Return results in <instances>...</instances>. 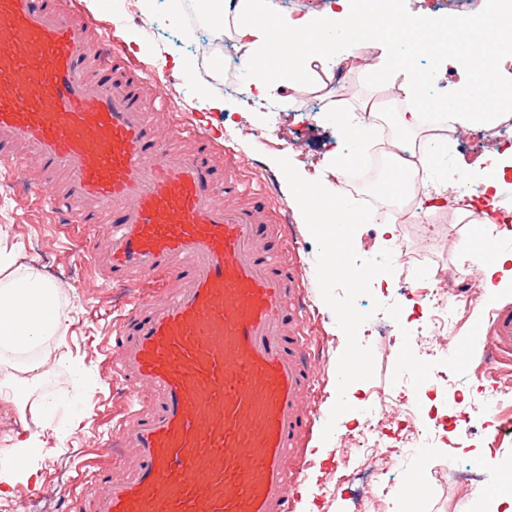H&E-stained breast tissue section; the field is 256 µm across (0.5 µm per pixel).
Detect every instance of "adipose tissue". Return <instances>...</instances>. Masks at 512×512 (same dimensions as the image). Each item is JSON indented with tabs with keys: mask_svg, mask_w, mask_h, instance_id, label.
Wrapping results in <instances>:
<instances>
[{
	"mask_svg": "<svg viewBox=\"0 0 512 512\" xmlns=\"http://www.w3.org/2000/svg\"><path fill=\"white\" fill-rule=\"evenodd\" d=\"M221 6L233 16L234 36L244 49V68L260 96L286 85L310 84L328 58L346 61L364 32L373 31L381 53L368 67L372 82L397 88L412 99L414 105L401 112L400 124L411 133L420 129L421 110L427 105L420 92L424 80L408 50L435 28V21L427 14L417 13L402 26L378 18L374 10L354 8L351 0H339L335 11L265 22L257 18L259 0H222ZM469 39L474 46L469 56L472 81L461 94L442 104L452 124L462 130L491 123L501 113L512 111V74L500 69L484 52L489 44L511 50L512 36H504L495 23L484 18L470 29ZM473 168L479 173L482 195L495 198L507 174L512 173V148L487 153L471 164L459 163L456 173L465 177ZM65 332L58 285L36 266L24 263L21 249L0 244V363L21 369L17 375L0 374V396L10 397L19 412L34 406L31 375L45 364L40 348ZM56 434V429L44 425L14 444L0 460V486L11 485L18 471L32 476L44 437Z\"/></svg>",
	"mask_w": 512,
	"mask_h": 512,
	"instance_id": "ef3b65f1",
	"label": "adipose tissue"
}]
</instances>
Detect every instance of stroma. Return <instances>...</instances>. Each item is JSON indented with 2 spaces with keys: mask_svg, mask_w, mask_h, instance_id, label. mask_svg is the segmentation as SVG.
Instances as JSON below:
<instances>
[{
  "mask_svg": "<svg viewBox=\"0 0 512 512\" xmlns=\"http://www.w3.org/2000/svg\"><path fill=\"white\" fill-rule=\"evenodd\" d=\"M67 2L92 33L117 25L116 44L131 64L141 69L149 87L164 98L157 125L161 141L169 140L175 124H194L229 151L256 199L275 209L287 207L290 222L283 225L282 234L288 256L300 267L303 279L313 280L318 248L276 161L288 158L308 180L326 170L343 150L342 141L336 137L337 108L357 113L365 100L378 96V88L371 85L364 71L351 75L339 88L332 85L331 74H324L320 96H311L309 90L301 88L296 90L293 103L273 98L269 111L252 110L245 97L225 83V68H238V60L229 61L224 68L215 61L207 65L189 44L181 42L185 14L176 9L173 0H153L152 12L142 11L134 17L126 12L127 0H98L94 12L86 0ZM179 60L187 62V69L176 68ZM420 69L427 78L426 95L435 102L455 95L468 77L448 58L425 60ZM215 100L223 101V110L212 109ZM45 189L44 180L29 175L14 184L0 182V227L7 230L12 242L22 246L27 260L43 267L61 286L62 312L71 323L63 338L46 345L53 363L38 381L36 393L53 401L52 423L63 427L67 438L47 439L35 476L9 487L7 496L0 498V512L20 501L28 502L30 512H68L64 493L76 466L111 464L108 429L113 413L126 404L125 390L111 378L102 353L125 291L100 287L76 254L75 243L49 224L42 204ZM491 203L499 210L497 218L481 225L449 218L447 208L435 209L440 224L428 236L420 235L409 224H396L389 230L376 223L358 228L354 247L362 257L371 258L382 249L401 246L423 254L421 265L410 274L385 276L371 295L359 297L358 309L370 310L377 301L399 304L402 325L411 334L423 333L429 318L417 293L423 280L432 278L440 268L462 279L477 276L474 263L464 257V241L476 240L489 252H512V182L503 186ZM497 303L512 304V288L485 292L482 302L471 305L445 334L448 349H456L477 321H488ZM306 305L310 361L318 384L307 402L312 439L306 454L296 460L306 475L294 491L296 512H362L360 499L377 495L383 498L378 512H399L395 492L415 470L420 473L425 495L416 501L414 512H506L507 503L488 505L483 492L498 483L503 470H512V440L494 435L504 417L512 413V396L487 403L486 394L496 379L478 373V359H471L465 376L454 377L452 385L437 386L429 380L417 389L409 379L393 381L395 356L376 359L373 378L348 387L346 398L352 409L339 417L326 441L322 432L337 397L336 365L346 338L320 290L311 291ZM62 356L86 368L89 394L85 400H78L67 371L56 366V358ZM377 388L395 396L412 395L426 427L440 433L441 438L431 447L407 451L387 475L367 482L354 467L369 463L371 458L363 431ZM461 410L469 411L471 417L458 426L452 416ZM468 467L476 468L479 488H467L453 478V470Z\"/></svg>",
  "mask_w": 512,
  "mask_h": 512,
  "instance_id": "1",
  "label": "stroma"
}]
</instances>
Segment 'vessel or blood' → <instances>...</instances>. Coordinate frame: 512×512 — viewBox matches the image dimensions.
<instances>
[{
    "label": "vessel or blood",
    "mask_w": 512,
    "mask_h": 512,
    "mask_svg": "<svg viewBox=\"0 0 512 512\" xmlns=\"http://www.w3.org/2000/svg\"><path fill=\"white\" fill-rule=\"evenodd\" d=\"M126 64L108 35L89 38L57 0H0V178L29 160L57 176L47 210L91 242L87 265L129 299L115 329L112 376L127 408L110 428L122 477L78 470L69 512H296L288 489L315 387L298 280L278 236L280 216L238 201L234 162L190 125L192 151L164 149ZM107 225L104 244L93 227ZM512 360V306L493 308L482 369Z\"/></svg>",
    "instance_id": "vessel-or-blood-1"
}]
</instances>
